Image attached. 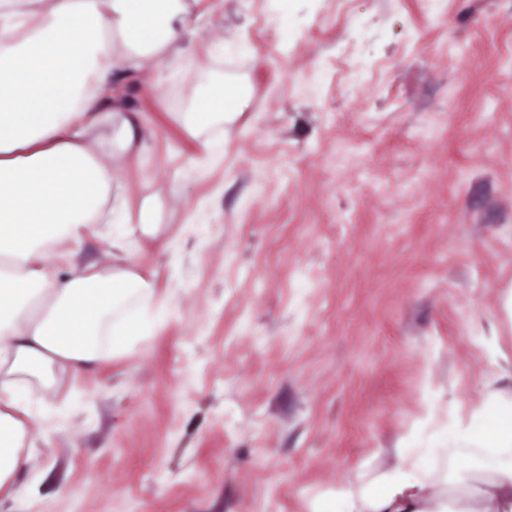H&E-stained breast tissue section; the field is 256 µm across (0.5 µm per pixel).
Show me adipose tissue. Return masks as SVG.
<instances>
[{"label":"adipose tissue","mask_w":512,"mask_h":512,"mask_svg":"<svg viewBox=\"0 0 512 512\" xmlns=\"http://www.w3.org/2000/svg\"><path fill=\"white\" fill-rule=\"evenodd\" d=\"M222 0H0V503L35 493L20 482L63 431L59 386L127 357L178 318L172 295L140 271L159 200L131 199L118 174L143 163L151 121L106 105L103 92L145 63L193 65L194 40ZM174 118L198 151L187 171L223 167L230 126L247 100L224 72V45ZM112 129L109 151L93 130ZM105 242L109 266L80 262ZM309 512H512V392L487 381L478 401L442 402L423 384L421 409L385 468L314 494Z\"/></svg>","instance_id":"1"}]
</instances>
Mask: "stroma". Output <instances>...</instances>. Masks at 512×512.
Masks as SVG:
<instances>
[{"mask_svg":"<svg viewBox=\"0 0 512 512\" xmlns=\"http://www.w3.org/2000/svg\"><path fill=\"white\" fill-rule=\"evenodd\" d=\"M262 0H224L207 44L250 95L223 168L175 178L197 152L171 118L193 70L123 83L147 113L159 192L139 262L180 316L131 356L58 388L74 414L0 512H308L312 494L376 470L430 373L471 405L512 356V0H314L296 34ZM221 197L202 251L165 242Z\"/></svg>","mask_w":512,"mask_h":512,"instance_id":"35a3bbf8","label":"stroma"}]
</instances>
